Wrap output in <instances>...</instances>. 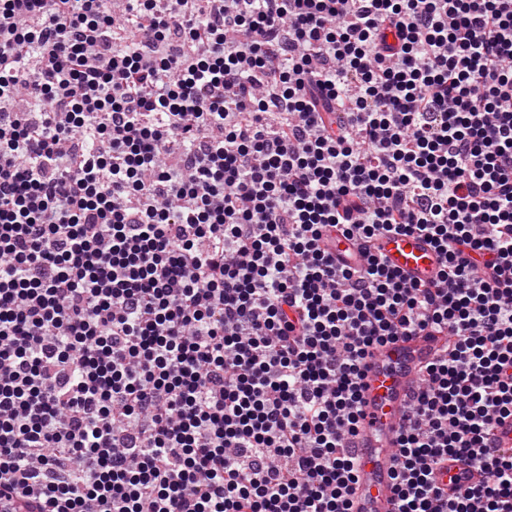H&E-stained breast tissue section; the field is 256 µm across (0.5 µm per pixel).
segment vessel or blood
Returning <instances> with one entry per match:
<instances>
[{"label": "vessel or blood", "instance_id": "obj_1", "mask_svg": "<svg viewBox=\"0 0 512 512\" xmlns=\"http://www.w3.org/2000/svg\"><path fill=\"white\" fill-rule=\"evenodd\" d=\"M379 252L392 268L422 282L436 279V251L415 234L387 235ZM443 337L420 334L377 349L368 360L361 381L362 418L354 438L357 479L353 485V512H394L392 471L398 434L417 385L421 366L440 350ZM481 475L466 460L443 463L435 472L438 486L459 493Z\"/></svg>", "mask_w": 512, "mask_h": 512}]
</instances>
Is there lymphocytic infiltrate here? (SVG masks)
<instances>
[{
    "label": "lymphocytic infiltrate",
    "mask_w": 512,
    "mask_h": 512,
    "mask_svg": "<svg viewBox=\"0 0 512 512\" xmlns=\"http://www.w3.org/2000/svg\"><path fill=\"white\" fill-rule=\"evenodd\" d=\"M127 2L0 0V500L352 512L366 362L429 330L395 512H512V0ZM378 252L392 268L421 282L437 279L439 258L436 251L416 234L387 235L380 239ZM466 460L454 459L443 463L435 471L436 484L448 492L460 493L481 476ZM454 478V482L450 479Z\"/></svg>",
    "instance_id": "1"
}]
</instances>
